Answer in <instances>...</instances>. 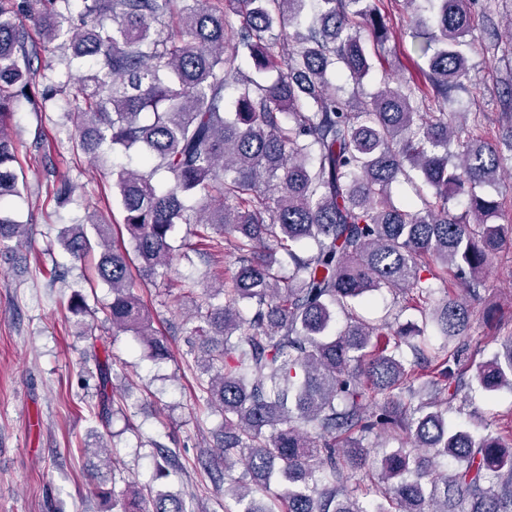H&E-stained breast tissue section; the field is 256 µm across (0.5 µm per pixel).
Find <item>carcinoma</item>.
Listing matches in <instances>:
<instances>
[{"label":"carcinoma","instance_id":"1","mask_svg":"<svg viewBox=\"0 0 512 512\" xmlns=\"http://www.w3.org/2000/svg\"><path fill=\"white\" fill-rule=\"evenodd\" d=\"M306 2L0 0V201L22 197L10 133L22 98L43 110L69 93L76 150L140 156L147 170H112L129 246L91 216L59 244L76 262L100 248L104 321L152 359L170 349L138 288L233 240L232 286L206 289L185 353L222 417L197 465L224 483L225 512H512V437L447 419L470 370L487 393L512 389V336L486 361L469 354L488 265L512 248L506 202L481 192L501 181L502 151L462 136L467 113L452 109L470 79V0H425L426 16L403 0L427 67L372 93L362 81L391 35L376 0H319L308 25ZM58 49L63 83L42 67ZM410 171L427 187L416 210L392 201ZM181 224L198 242L175 244ZM23 234L0 207V244ZM382 289L414 301L439 342L396 316L364 320L357 308ZM338 309L349 323L334 334ZM111 370L97 362L105 423ZM390 438L401 444L372 478L371 448ZM154 447L153 479L181 468ZM126 505L191 512L170 493L147 507L133 486Z\"/></svg>","mask_w":512,"mask_h":512}]
</instances>
